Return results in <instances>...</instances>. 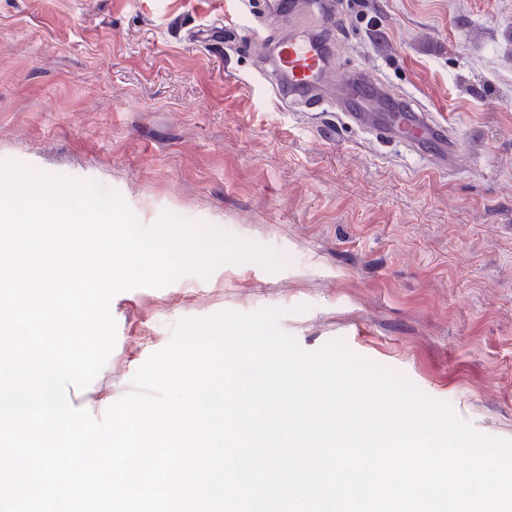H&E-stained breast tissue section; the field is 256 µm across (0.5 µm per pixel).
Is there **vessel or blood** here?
Here are the masks:
<instances>
[{"mask_svg":"<svg viewBox=\"0 0 512 512\" xmlns=\"http://www.w3.org/2000/svg\"><path fill=\"white\" fill-rule=\"evenodd\" d=\"M262 15L270 23L290 25L287 33L267 39L258 67L260 81L280 107L298 103L316 112L339 113L343 123L403 143L448 169L457 139L447 123L413 100L395 98L359 67L335 70L333 32L325 20L302 24L300 0H264Z\"/></svg>","mask_w":512,"mask_h":512,"instance_id":"b4317fda","label":"vessel or blood"}]
</instances>
